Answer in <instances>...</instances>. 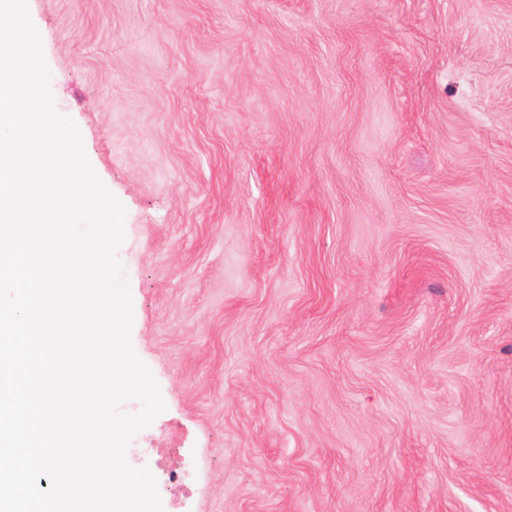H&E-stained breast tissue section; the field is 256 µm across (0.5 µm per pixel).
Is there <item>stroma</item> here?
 I'll list each match as a JSON object with an SVG mask.
<instances>
[{
  "instance_id": "1",
  "label": "stroma",
  "mask_w": 512,
  "mask_h": 512,
  "mask_svg": "<svg viewBox=\"0 0 512 512\" xmlns=\"http://www.w3.org/2000/svg\"><path fill=\"white\" fill-rule=\"evenodd\" d=\"M28 5L163 512H512V0Z\"/></svg>"
}]
</instances>
